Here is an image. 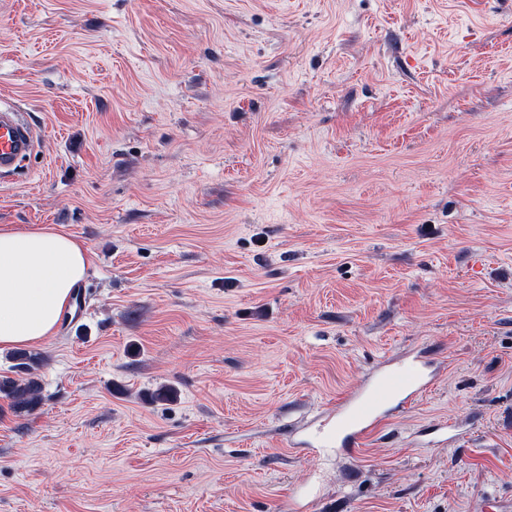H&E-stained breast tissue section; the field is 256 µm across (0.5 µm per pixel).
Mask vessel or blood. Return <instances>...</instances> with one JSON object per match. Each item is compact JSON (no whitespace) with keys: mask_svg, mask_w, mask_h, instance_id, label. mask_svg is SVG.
Here are the masks:
<instances>
[{"mask_svg":"<svg viewBox=\"0 0 512 512\" xmlns=\"http://www.w3.org/2000/svg\"><path fill=\"white\" fill-rule=\"evenodd\" d=\"M38 145L35 128L25 113L0 98V175L13 172ZM436 377L430 360L412 354L401 366H382L365 384L326 408L320 444L356 456L371 436L387 425L393 411L406 410L429 392Z\"/></svg>","mask_w":512,"mask_h":512,"instance_id":"obj_1","label":"vessel or blood"}]
</instances>
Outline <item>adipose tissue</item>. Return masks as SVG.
<instances>
[{
    "label": "adipose tissue",
    "mask_w": 512,
    "mask_h": 512,
    "mask_svg": "<svg viewBox=\"0 0 512 512\" xmlns=\"http://www.w3.org/2000/svg\"><path fill=\"white\" fill-rule=\"evenodd\" d=\"M88 268L78 238L49 227H0V349L53 335Z\"/></svg>",
    "instance_id": "obj_1"
}]
</instances>
